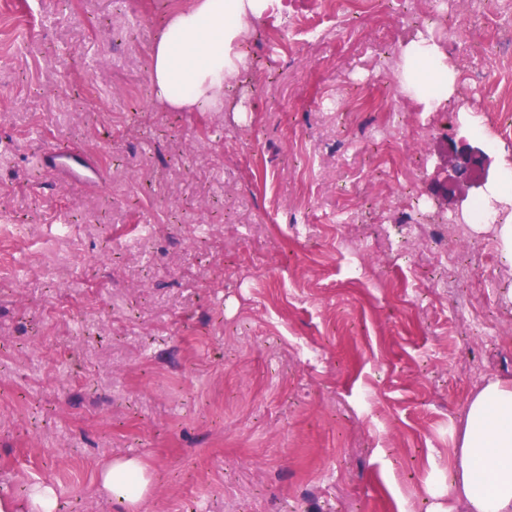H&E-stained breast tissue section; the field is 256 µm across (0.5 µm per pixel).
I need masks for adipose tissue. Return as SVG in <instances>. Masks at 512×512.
I'll return each mask as SVG.
<instances>
[{"label":"adipose tissue","mask_w":512,"mask_h":512,"mask_svg":"<svg viewBox=\"0 0 512 512\" xmlns=\"http://www.w3.org/2000/svg\"><path fill=\"white\" fill-rule=\"evenodd\" d=\"M281 0H196L176 14L158 41L151 78L169 111L190 112L208 103L221 107L224 85L245 69L237 47L247 28ZM406 77L413 97L432 107L456 91L455 76L437 45L418 41L406 50ZM459 457L436 481L468 512H512V384L491 381L468 403ZM154 473L138 457L106 463L98 490L118 512H138Z\"/></svg>","instance_id":"adipose-tissue-1"}]
</instances>
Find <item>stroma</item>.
I'll return each instance as SVG.
<instances>
[{
    "label": "stroma",
    "mask_w": 512,
    "mask_h": 512,
    "mask_svg": "<svg viewBox=\"0 0 512 512\" xmlns=\"http://www.w3.org/2000/svg\"><path fill=\"white\" fill-rule=\"evenodd\" d=\"M4 8L21 22L0 56V212L29 237L0 280V495L48 481L59 512H114L98 472L129 456L156 475L139 512H466L434 480L468 401L512 382V267L494 229L449 235L448 265L428 233L463 191L461 142L512 169L491 102L512 68L485 57L512 55V30L449 10L456 92L411 102L385 148L344 93L392 85L374 59L431 0L350 17L317 2L311 34L271 12L234 112L142 98L154 0ZM49 148L91 157L99 184L46 171ZM413 168L415 213L393 196ZM133 222L155 239L103 254ZM65 224L81 251L43 272Z\"/></svg>",
    "instance_id": "stroma-1"
}]
</instances>
